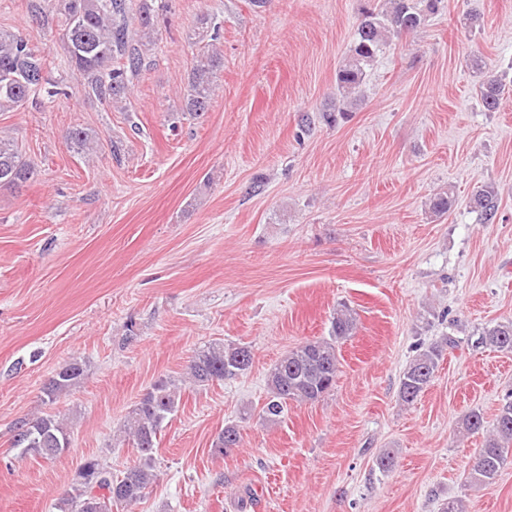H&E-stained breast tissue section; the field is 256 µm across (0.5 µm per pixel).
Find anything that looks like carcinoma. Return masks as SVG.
Here are the masks:
<instances>
[{"mask_svg":"<svg viewBox=\"0 0 512 512\" xmlns=\"http://www.w3.org/2000/svg\"><path fill=\"white\" fill-rule=\"evenodd\" d=\"M443 0H388L384 6H363L353 43L336 71V83L347 94L361 92L366 69L391 35L413 34L424 27L428 15L439 10ZM35 17L52 16L66 38L68 65L83 79L84 94L112 104L127 98L133 83L149 65L148 53L155 44V19L171 11V0H43L31 4ZM198 40L204 46L193 56L183 94L181 111L194 118L210 110L224 70L220 48L221 21L210 15L198 17ZM485 109L496 111L505 94V85L493 71L483 72L479 85ZM67 95L64 79L52 78L46 56L20 34L0 30V112L18 110L26 104L52 101ZM72 148L88 154L94 150L88 134L80 129L68 132ZM35 174L18 145L0 137V188H18ZM474 208L484 224L494 223L499 203L492 190L484 189L474 197ZM356 329V317L343 305L332 318L327 339L307 340L288 350L268 371V396L262 416L279 420L288 403L315 402L336 385L339 372L338 346ZM459 341L445 336L418 350L402 372L399 399L413 404L431 385L445 352L458 347ZM476 345L500 351H512V321L484 328ZM253 364L250 347L241 344L213 343L199 350L186 366V378L197 387L234 379ZM86 366L74 360L61 366L42 389L43 399L57 400L78 386ZM181 390L171 378L156 381L128 413L124 433L132 440L141 462L129 467L121 477L95 456L80 464L74 483L61 507L65 512H113L144 498L156 479L153 450L164 422L179 408ZM240 425L228 423L212 444L216 456H224L239 447ZM70 430L53 414L36 413L16 424L13 447L46 459L70 448ZM512 455V394L504 398L493 427L481 448L471 459L467 482L475 487H492Z\"/></svg>","mask_w":512,"mask_h":512,"instance_id":"1","label":"carcinoma"}]
</instances>
